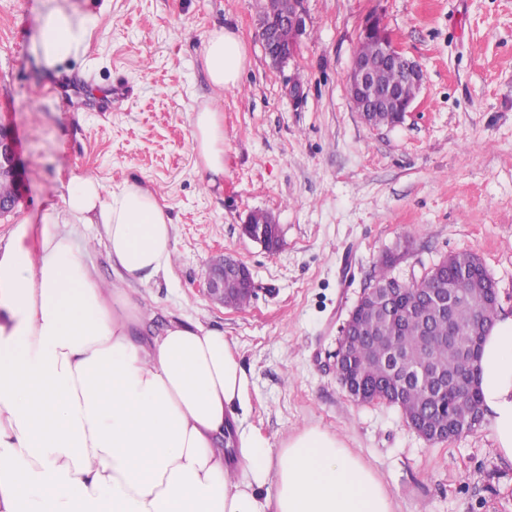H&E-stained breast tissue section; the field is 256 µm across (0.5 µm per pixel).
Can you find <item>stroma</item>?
Returning <instances> with one entry per match:
<instances>
[{
	"label": "stroma",
	"instance_id": "obj_1",
	"mask_svg": "<svg viewBox=\"0 0 512 512\" xmlns=\"http://www.w3.org/2000/svg\"><path fill=\"white\" fill-rule=\"evenodd\" d=\"M264 0H0V125L17 140L14 223L61 205L74 171L105 189L150 187L174 222L168 277L131 295L157 316L220 327L247 371L246 422L272 445L316 425L335 431L377 473L395 512H512V466L487 426L432 443L399 409L353 401L333 369L349 311L385 253L393 274L420 278L448 255H477L512 311V0H306L307 31L286 66H270L257 31ZM63 6L97 12L86 51L55 64L38 47V19ZM381 16L424 74L402 123L374 126L344 89L365 17ZM247 49L239 87L214 93L201 48L214 25ZM78 76L127 94L108 112L62 109L38 92L45 74ZM224 113L222 187H207L190 151L202 101ZM270 212L281 246L243 235ZM244 262L248 307L201 290L218 255Z\"/></svg>",
	"mask_w": 512,
	"mask_h": 512
}]
</instances>
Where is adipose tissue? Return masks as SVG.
Instances as JSON below:
<instances>
[{
	"mask_svg": "<svg viewBox=\"0 0 512 512\" xmlns=\"http://www.w3.org/2000/svg\"><path fill=\"white\" fill-rule=\"evenodd\" d=\"M98 20L62 8L41 19L48 62ZM213 89L238 87L247 50L214 27L201 50ZM191 149L205 184L224 179V114L200 104ZM97 225L115 281L77 242ZM173 220L139 181L105 191L83 172L39 223L18 220L0 251V512H394L388 490L326 429L279 447L236 414L249 387L222 330L156 321L129 285L171 270ZM481 407L512 464V313L498 314L478 359Z\"/></svg>",
	"mask_w": 512,
	"mask_h": 512,
	"instance_id": "ef3b65f1",
	"label": "adipose tissue"
}]
</instances>
